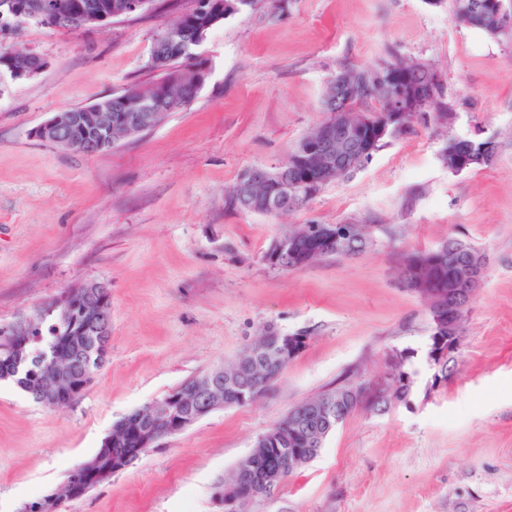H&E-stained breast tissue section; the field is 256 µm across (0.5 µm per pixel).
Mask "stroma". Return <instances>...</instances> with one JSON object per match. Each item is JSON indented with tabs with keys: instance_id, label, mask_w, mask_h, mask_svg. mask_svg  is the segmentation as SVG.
I'll use <instances>...</instances> for the list:
<instances>
[{
	"instance_id": "stroma-1",
	"label": "stroma",
	"mask_w": 512,
	"mask_h": 512,
	"mask_svg": "<svg viewBox=\"0 0 512 512\" xmlns=\"http://www.w3.org/2000/svg\"><path fill=\"white\" fill-rule=\"evenodd\" d=\"M176 11L153 0L102 27L27 24L5 39L46 66L0 88V323L101 280L112 340L70 407L0 381V512H24L117 421L271 325L308 341L267 393L161 438L61 512H219L217 485L288 410L353 374L378 383L406 349L419 370L407 402L357 408L245 512H512V30L494 38L456 23L450 0H287L279 16L259 0L210 32L196 50L203 88L153 128L95 155L33 136L56 112L155 82L152 38ZM394 54L442 78L448 118L430 113L385 138L295 211L226 207L245 171L278 166L325 119L336 71ZM451 138L493 141V162L450 172ZM337 223L376 225L372 246L293 272L265 261L291 226ZM446 238L480 250L485 268L438 380L428 304L399 272Z\"/></svg>"
}]
</instances>
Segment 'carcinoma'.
Masks as SVG:
<instances>
[{
	"label": "carcinoma",
	"mask_w": 512,
	"mask_h": 512,
	"mask_svg": "<svg viewBox=\"0 0 512 512\" xmlns=\"http://www.w3.org/2000/svg\"><path fill=\"white\" fill-rule=\"evenodd\" d=\"M54 4L56 13L64 18L78 10L85 13L103 12L106 15L119 17L129 14L123 9L124 0H48ZM213 7L201 8L193 6L179 15L177 20L162 29L154 37L150 66L161 72V77L150 86L142 88L130 84L121 92L112 95V114L118 116L123 112H160L164 115L176 112L189 105L201 89L196 81V75L202 66L196 62V49L206 40L210 32L221 22L246 8H252L258 0H213ZM472 8L464 12L461 0H453V17L455 20L470 27L479 29L487 35L497 37L508 28L485 15L488 0H469ZM43 24L42 13L32 8L20 13H3L0 15V33L13 30L23 24ZM410 62L394 57L389 61L379 63L371 68L359 69L344 67L336 72V76H349L363 84L360 95L349 100L345 111L363 119V121L378 126L387 111L390 100L380 91L366 87L371 79L382 70L406 68ZM415 89L423 96L436 97L435 108L440 111L447 108L444 102V84L433 81L424 71L414 75ZM339 96L336 80H331L323 98V111L328 113L324 122L314 128L319 132L325 124L343 117V113L329 109V101ZM467 151V142L450 138L443 150L442 161L453 168V162L460 154ZM326 184V181L309 183L304 180L301 170L288 171V198L284 205L294 211L312 199ZM303 225H298L283 234L288 239L291 252L288 254L286 271H292L306 266L305 255L312 254L316 260L325 256H355L363 253L373 240V227L368 224H332L330 228L336 232L333 241H317L313 236L300 234ZM466 266H474L483 271L485 266L483 254L473 246L455 239L448 238L435 248L408 254L402 264L401 278L407 288L412 291L424 289L429 293L432 302L429 311L432 313L448 312V290L453 287L457 272ZM80 316V308L74 301L63 294L46 306L32 314L37 325V336L33 337L25 347L33 372L28 376H18L13 382L32 399H38L37 387L47 367L53 346H68L74 352L75 383L81 388L73 392L72 400L76 401L84 392V386L91 383L93 378L105 366L107 359L97 353L82 336H70L67 331L71 319ZM411 355L408 351L394 352L385 372V384L389 392L380 401L369 399L360 401L353 396L355 382L349 381L334 390L313 397L290 409L269 432L277 444L268 447V453L260 454L253 459L251 474L243 484L249 492L248 501H254L266 495L264 488H259L256 494H251L253 485L260 482L265 472L277 470L285 479L293 471L308 463L305 455L310 448V440L321 432L318 420L313 410L329 401H336V424H341L356 408L364 407L377 412L385 411L393 402L407 400L413 385V373L407 363ZM288 365L286 361H278L274 357L260 354L251 360L234 361L222 365L224 370V407L242 405L241 399L261 397L283 372ZM126 424L136 426L140 431H146L159 438L166 434L165 423L151 421L147 417L140 419L128 414L113 425L117 429ZM139 439L135 435L125 440H117L107 449L110 457H123L137 452Z\"/></svg>",
	"instance_id": "carcinoma-1"
}]
</instances>
